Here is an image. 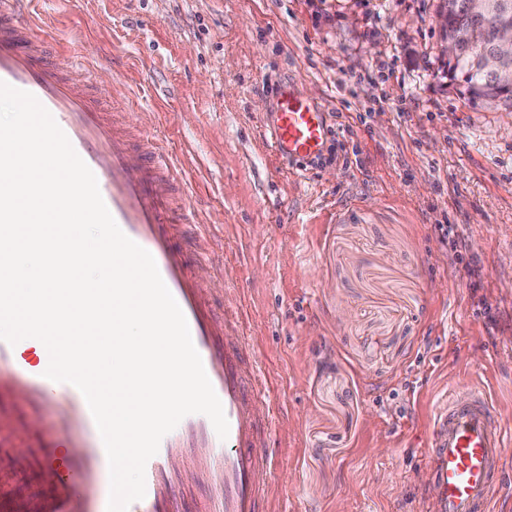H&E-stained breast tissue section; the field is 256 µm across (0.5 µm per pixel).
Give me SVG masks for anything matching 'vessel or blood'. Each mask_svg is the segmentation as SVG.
Returning a JSON list of instances; mask_svg holds the SVG:
<instances>
[{"instance_id":"1","label":"vessel or blood","mask_w":512,"mask_h":512,"mask_svg":"<svg viewBox=\"0 0 512 512\" xmlns=\"http://www.w3.org/2000/svg\"><path fill=\"white\" fill-rule=\"evenodd\" d=\"M32 0H0V81L32 93L66 134L96 177L117 225L147 250L183 311L206 374L229 424L219 438L209 418L184 417L162 439L145 469V496L128 512H172L177 475L202 479L214 492L194 512H268L267 490L255 476L271 468L269 452L279 415L267 396L265 370L244 332L240 289L224 291L216 313L208 288L224 264L210 242L208 220L192 204L181 161L149 125L128 126L124 99L104 111L90 86L68 77L70 57H46L48 35L31 11ZM276 156L294 162V175L317 155L329 134L326 115L314 101L284 87L264 123ZM142 166L131 174L129 161ZM28 341H0V398L23 396L26 405L50 407L58 434L80 428L73 451L43 455L46 479L55 493L46 512H107L109 480L105 447L89 406L73 385L45 378L48 354L32 359ZM512 450V432L500 422L490 397L478 387L451 392L440 404L423 450L435 496L425 512H491Z\"/></svg>"}]
</instances>
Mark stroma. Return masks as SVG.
<instances>
[{"instance_id":"obj_1","label":"stroma","mask_w":512,"mask_h":512,"mask_svg":"<svg viewBox=\"0 0 512 512\" xmlns=\"http://www.w3.org/2000/svg\"><path fill=\"white\" fill-rule=\"evenodd\" d=\"M439 0H35L73 80L96 65L170 147L242 288L282 410L270 512H421L422 451L449 387L486 389L512 431V108L448 75ZM332 129L305 177L265 147L273 88ZM451 224L453 239L436 227ZM17 446L0 512H40L42 441Z\"/></svg>"}]
</instances>
